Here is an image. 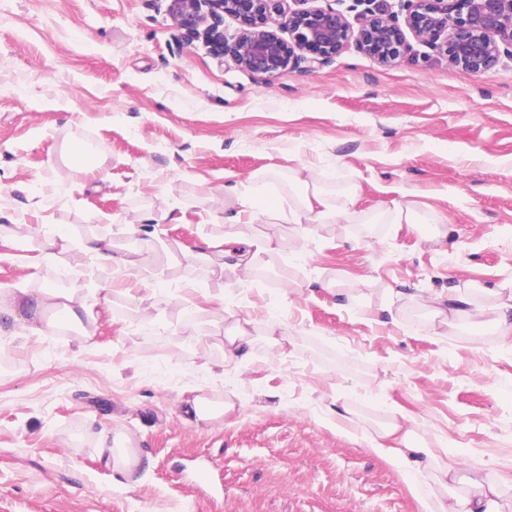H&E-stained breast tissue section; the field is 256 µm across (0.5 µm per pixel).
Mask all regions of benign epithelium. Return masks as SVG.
<instances>
[{
	"instance_id": "benign-epithelium-1",
	"label": "benign epithelium",
	"mask_w": 512,
	"mask_h": 512,
	"mask_svg": "<svg viewBox=\"0 0 512 512\" xmlns=\"http://www.w3.org/2000/svg\"><path fill=\"white\" fill-rule=\"evenodd\" d=\"M174 2V18L191 39L203 40L213 56L229 55L239 66L267 77L302 61L312 68L351 41L383 63L405 47L399 19L379 0H367L371 6L359 14L356 28L331 7L291 9L285 17L290 44L272 24L283 0ZM403 10L407 27L454 66L483 74L502 57L512 59V0H403ZM226 15L239 23L232 39L224 35Z\"/></svg>"
}]
</instances>
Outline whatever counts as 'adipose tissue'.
<instances>
[{
  "label": "adipose tissue",
  "instance_id": "obj_1",
  "mask_svg": "<svg viewBox=\"0 0 512 512\" xmlns=\"http://www.w3.org/2000/svg\"><path fill=\"white\" fill-rule=\"evenodd\" d=\"M270 179V174L259 172L251 178L247 189H240L235 184L225 186L224 193L234 205L230 223L276 216V209L264 202ZM287 183L289 191L296 198L294 206L288 210L287 221L291 224H333L350 214L351 208L357 203L355 187L342 190L338 197H330L304 167L289 170ZM99 296L79 290L61 293L46 288L36 295L20 299L0 292V317L12 320L27 318L34 333L45 335L53 330L54 325L42 321V313L56 311L75 324L90 323L94 320V308L99 303ZM370 447L378 455L390 460L401 459L415 470L430 467L435 459L431 448L419 444L411 432L402 431L396 423L385 429L379 438L373 439Z\"/></svg>",
  "mask_w": 512,
  "mask_h": 512
}]
</instances>
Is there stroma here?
<instances>
[{"label":"stroma","mask_w":512,"mask_h":512,"mask_svg":"<svg viewBox=\"0 0 512 512\" xmlns=\"http://www.w3.org/2000/svg\"><path fill=\"white\" fill-rule=\"evenodd\" d=\"M171 0H0V289L109 274L78 243L111 236L147 265L77 327L36 336L0 320V512H435L464 495L442 469H476L512 512V332L461 323L431 296L477 304L512 289V59L476 75L407 34L382 64L348 43L267 78L213 58ZM99 160L69 168L75 147ZM313 169L356 186L357 207L410 201L431 224L257 220L280 242L251 274L206 272L204 237L228 232L224 187ZM159 217L142 243L128 225ZM65 241L31 265L40 228ZM249 319V354L224 361L165 324ZM287 336L273 349L267 332ZM223 406L188 415V400ZM399 423L435 453L409 470L367 445ZM140 458L132 477L106 447ZM204 463L212 483L185 478Z\"/></svg>","instance_id":"stroma-1"}]
</instances>
